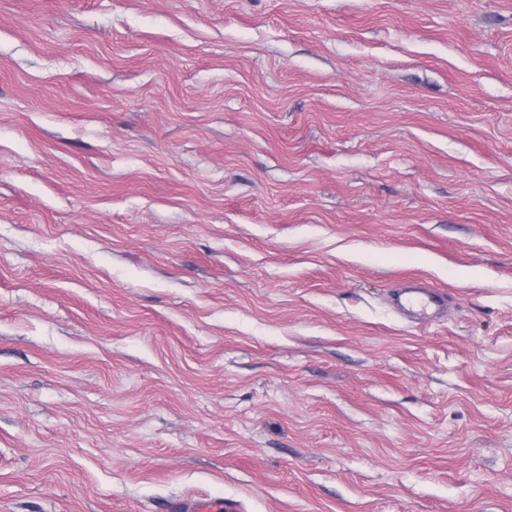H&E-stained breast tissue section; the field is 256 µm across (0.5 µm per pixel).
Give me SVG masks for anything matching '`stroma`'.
I'll return each instance as SVG.
<instances>
[{"label": "stroma", "mask_w": 512, "mask_h": 512, "mask_svg": "<svg viewBox=\"0 0 512 512\" xmlns=\"http://www.w3.org/2000/svg\"><path fill=\"white\" fill-rule=\"evenodd\" d=\"M189 498L512 512V0H0V512ZM408 287L395 294V304L418 320L439 317L447 305L446 294L421 277H408Z\"/></svg>", "instance_id": "1"}]
</instances>
